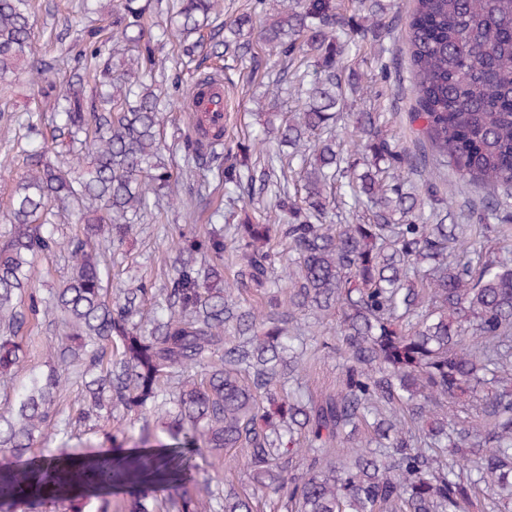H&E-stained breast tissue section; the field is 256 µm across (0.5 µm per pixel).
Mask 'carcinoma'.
Masks as SVG:
<instances>
[{"label":"carcinoma","instance_id":"obj_1","mask_svg":"<svg viewBox=\"0 0 512 512\" xmlns=\"http://www.w3.org/2000/svg\"><path fill=\"white\" fill-rule=\"evenodd\" d=\"M265 5L251 0L222 21L220 0H179L174 22L153 29L149 0H117L61 74L35 56L32 0H0V89L26 74L54 112L49 136L24 151L0 229V380L23 377L0 409V512H31L48 494L60 460H23L37 440L121 409L141 416L144 437L154 421L172 444L115 459L112 480L165 482L168 492L115 505L79 494L69 512H254L263 499L281 512H471L479 492L491 512L512 507V250L455 223V189L440 196L426 156L388 135L387 113L364 103L337 134L344 56L370 43L387 74L384 42L400 19H386L382 0H353L350 16L342 0H282L272 15ZM405 27L419 133L440 165L487 190L479 224L504 222L512 0H416ZM171 41L168 68L160 50ZM226 57L263 72L272 98L301 101L276 128L292 152L261 138L225 148L222 112L194 114L166 141V113L180 99L192 107V86L214 83L213 60ZM176 167L185 216L219 185L267 199L277 222L181 234L145 324L153 289L110 287L100 251L125 246L130 218ZM60 213L73 217L66 234ZM58 251L69 277L41 298L36 262ZM226 257L259 302L233 297ZM278 262L293 279L286 297ZM308 315L336 317L333 341L320 343L339 361L334 391L303 384ZM40 324L55 336L28 369V333ZM62 368L83 384L67 416ZM239 448L250 492L198 463L215 469ZM67 466L72 477L97 474L78 454Z\"/></svg>","mask_w":512,"mask_h":512}]
</instances>
